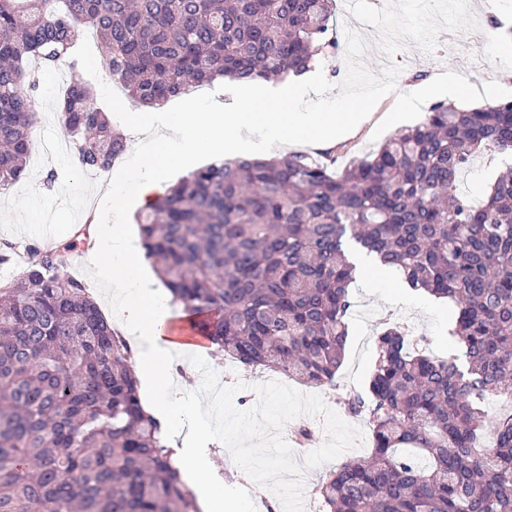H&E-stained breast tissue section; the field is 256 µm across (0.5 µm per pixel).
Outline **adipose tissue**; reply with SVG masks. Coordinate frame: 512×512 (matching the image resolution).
I'll list each match as a JSON object with an SVG mask.
<instances>
[{
    "label": "adipose tissue",
    "instance_id": "1",
    "mask_svg": "<svg viewBox=\"0 0 512 512\" xmlns=\"http://www.w3.org/2000/svg\"><path fill=\"white\" fill-rule=\"evenodd\" d=\"M305 92L297 83L257 81L238 90L241 104L229 112H200L188 104L173 114L156 108L144 111L128 101L120 104L135 157L101 193L104 208L90 227L97 236L92 261L110 291L114 320L125 327L136 347L135 375L147 394L143 408L165 429L194 415L196 405L180 396L162 370L174 354H193L197 348L171 342L167 336L177 306L167 288L146 274L140 242L126 228L128 209L152 204L166 190L170 170H195L204 158L221 162L253 156L257 141L268 138L286 148L324 149L351 136L369 118L368 112L349 106L313 110ZM173 460L206 495L207 512H247L243 501L210 487L197 439L175 445Z\"/></svg>",
    "mask_w": 512,
    "mask_h": 512
}]
</instances>
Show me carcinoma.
Wrapping results in <instances>:
<instances>
[{
	"label": "carcinoma",
	"mask_w": 512,
	"mask_h": 512,
	"mask_svg": "<svg viewBox=\"0 0 512 512\" xmlns=\"http://www.w3.org/2000/svg\"><path fill=\"white\" fill-rule=\"evenodd\" d=\"M330 0H0V187L20 180L38 82L84 24L131 102L163 106L218 78L300 76L336 49ZM57 111L77 166H112L126 140L93 86ZM512 153V101L432 106L341 173L304 153L188 174L136 215L141 245L191 329L224 358L336 388L356 267L376 255L453 305L451 348L426 354L403 324L375 338L366 389L342 401L372 432L368 456L325 473L326 512H512V165L478 203L458 190L478 154ZM0 242L24 265L0 288V512H202L143 412L132 349L60 249ZM494 433L484 441L486 429Z\"/></svg>",
	"instance_id": "obj_1"
}]
</instances>
